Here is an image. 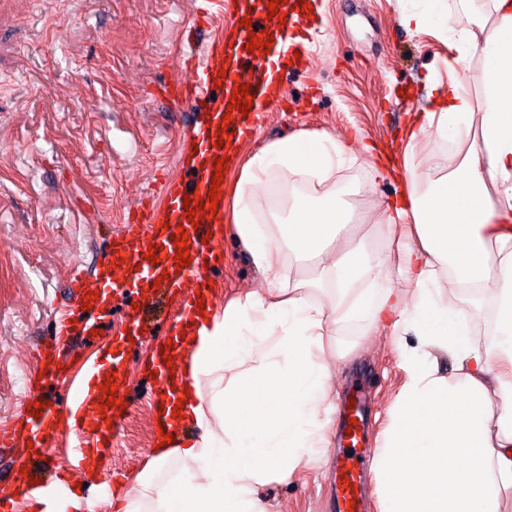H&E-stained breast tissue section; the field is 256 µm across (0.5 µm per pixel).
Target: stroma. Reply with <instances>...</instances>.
I'll return each mask as SVG.
<instances>
[{
    "mask_svg": "<svg viewBox=\"0 0 512 512\" xmlns=\"http://www.w3.org/2000/svg\"><path fill=\"white\" fill-rule=\"evenodd\" d=\"M310 54L302 67L281 72L285 102L271 106L258 136L239 144L248 157L264 143L293 134L361 132L366 144L403 169V132L427 105L431 83L447 82L448 42L433 27L405 29L397 0H311ZM200 0H0V426L20 427L28 393L59 409L71 405L85 365L112 349L139 298L114 292L99 335L74 325L58 383L37 384L34 349L50 344L53 325L74 304L73 268L106 263L112 235L139 198L158 190L156 175L184 180L188 144L183 128L194 114L160 102L156 88L186 76V27ZM389 176L352 196L365 214L356 236L385 246L379 225L385 207L404 189ZM212 302L223 308L263 288L261 274L233 238H224V269L212 274ZM171 304L151 310L149 332L122 359V394L130 410L108 469L76 467L66 436L54 439L30 471L41 484L60 475L82 483L93 512H113L112 489L134 477L157 435L153 378L144 369L166 338ZM335 395L360 391L368 448H376L388 408L404 380L390 330L342 327L336 337ZM331 444L285 482L261 489L268 512H333Z\"/></svg>",
    "mask_w": 512,
    "mask_h": 512,
    "instance_id": "obj_1",
    "label": "stroma"
}]
</instances>
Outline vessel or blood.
I'll list each match as a JSON object with an SVG mask.
<instances>
[{
	"label": "vessel or blood",
	"mask_w": 512,
	"mask_h": 512,
	"mask_svg": "<svg viewBox=\"0 0 512 512\" xmlns=\"http://www.w3.org/2000/svg\"><path fill=\"white\" fill-rule=\"evenodd\" d=\"M299 16L288 15L285 21L277 18L261 20V28L270 31L275 44L287 45L291 30L301 25ZM248 29L241 28L235 33L232 49L217 52L214 63L193 62L186 82L173 89H164L163 96L169 101L212 96V106L206 119L194 124L187 134L195 151L190 168L192 180L187 185L163 182L160 193H147L140 199L133 217L127 218L112 238L111 263L97 268L94 287L100 296L95 300L94 310L106 308L112 293L124 287L147 288L152 282L161 281L167 294L177 296L178 308L170 326L173 349H181L183 331L197 327L201 317L197 312L198 298L208 295L207 273L218 268L224 260L220 240L209 236L211 224L223 223V212H216L212 220L191 223L183 208L184 196L207 195L215 173L214 162L221 151L215 142L219 130H227L240 139L253 136L260 124L265 104L277 100L279 89L267 59L248 52ZM252 70L255 78L250 82L253 91V108L248 114H236L232 125H224L223 115L233 98L232 90L243 70ZM188 234L190 249L189 266L177 267L176 251L172 237L177 231ZM155 250L159 262L151 264L147 259L148 250ZM72 334L65 320H58L55 327L54 345H40L36 356L41 363L54 361V346L69 342ZM47 381H58L56 369L51 368ZM102 390L91 391L77 408L78 420L70 430L75 439L74 448L79 465H109L112 460V444L123 427L126 417L116 408L107 413H98L95 404L103 400ZM34 403H27L22 419L29 429V438L36 452H44L45 446L58 433V418L54 409H44L41 416H34ZM371 462L366 456L356 453L342 454L336 459V473L341 481L336 485V512H363L364 486L370 472Z\"/></svg>",
	"instance_id": "b4317fda"
}]
</instances>
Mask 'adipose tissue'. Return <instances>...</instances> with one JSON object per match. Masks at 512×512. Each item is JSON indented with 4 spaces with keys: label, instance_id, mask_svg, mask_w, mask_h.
<instances>
[{
    "label": "adipose tissue",
    "instance_id": "adipose-tissue-1",
    "mask_svg": "<svg viewBox=\"0 0 512 512\" xmlns=\"http://www.w3.org/2000/svg\"><path fill=\"white\" fill-rule=\"evenodd\" d=\"M489 16L493 35L463 26L449 38L468 78L431 85L433 108L410 126L406 148L424 133L469 140L472 125L478 138L448 172L405 164L407 189L382 216L389 233L406 231L396 249L345 235L351 215L334 176L356 161L360 138L293 135L246 159L230 229L266 286L207 309L182 383L195 433L151 449L134 482L116 485L115 512H266L260 488L330 444L343 356L331 341L349 322L414 336L401 346L405 379L376 449L381 512H512V0H489ZM400 22L447 27V0H401ZM274 180L289 187L284 224L261 222L256 204ZM312 259L317 277H299ZM394 274L404 287L378 288ZM447 289L492 309L490 340L444 304ZM174 460L179 476L157 483Z\"/></svg>",
    "mask_w": 512,
    "mask_h": 512
}]
</instances>
